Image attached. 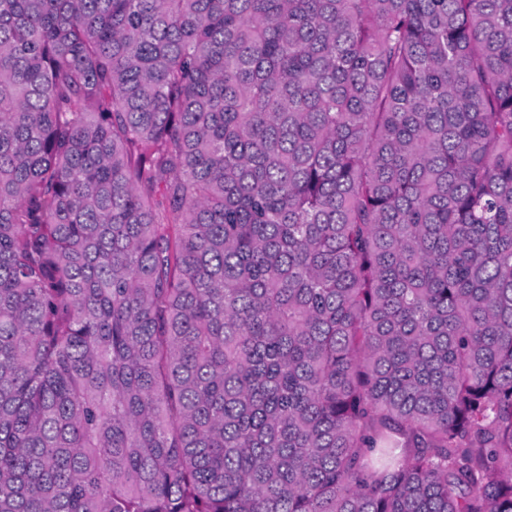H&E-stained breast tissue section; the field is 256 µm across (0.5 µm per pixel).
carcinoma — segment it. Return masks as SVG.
Returning a JSON list of instances; mask_svg holds the SVG:
<instances>
[{"mask_svg":"<svg viewBox=\"0 0 512 512\" xmlns=\"http://www.w3.org/2000/svg\"><path fill=\"white\" fill-rule=\"evenodd\" d=\"M0 512H512V0H0Z\"/></svg>","mask_w":512,"mask_h":512,"instance_id":"obj_1","label":"carcinoma"}]
</instances>
